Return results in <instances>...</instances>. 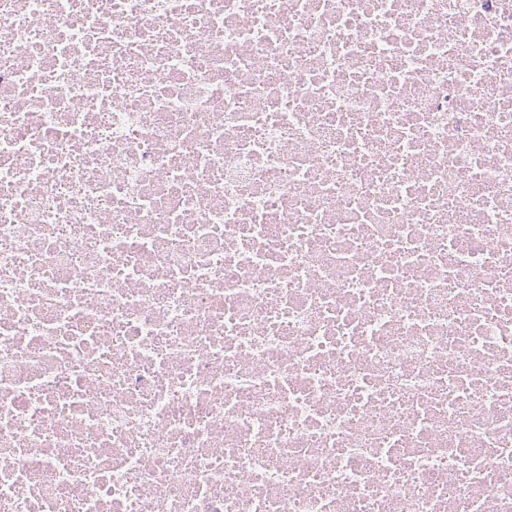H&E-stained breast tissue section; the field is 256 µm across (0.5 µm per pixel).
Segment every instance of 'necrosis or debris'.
Listing matches in <instances>:
<instances>
[{
	"mask_svg": "<svg viewBox=\"0 0 512 512\" xmlns=\"http://www.w3.org/2000/svg\"><path fill=\"white\" fill-rule=\"evenodd\" d=\"M0 512H512V0H0Z\"/></svg>",
	"mask_w": 512,
	"mask_h": 512,
	"instance_id": "4bbe7bcc",
	"label": "necrosis or debris"
}]
</instances>
